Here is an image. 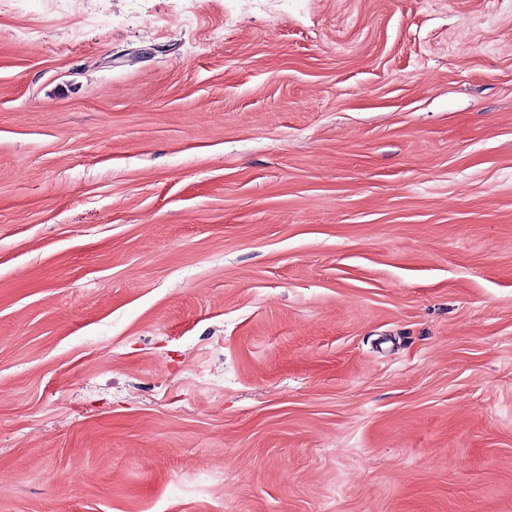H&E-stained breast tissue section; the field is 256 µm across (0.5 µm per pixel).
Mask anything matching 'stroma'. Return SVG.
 Listing matches in <instances>:
<instances>
[{"instance_id": "obj_1", "label": "stroma", "mask_w": 512, "mask_h": 512, "mask_svg": "<svg viewBox=\"0 0 512 512\" xmlns=\"http://www.w3.org/2000/svg\"><path fill=\"white\" fill-rule=\"evenodd\" d=\"M0 512H512V0L0 7Z\"/></svg>"}]
</instances>
